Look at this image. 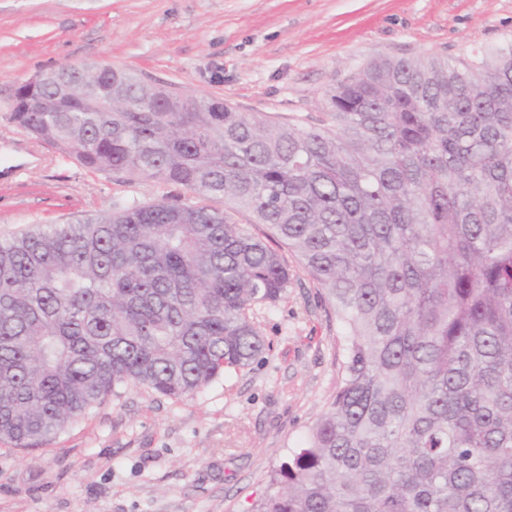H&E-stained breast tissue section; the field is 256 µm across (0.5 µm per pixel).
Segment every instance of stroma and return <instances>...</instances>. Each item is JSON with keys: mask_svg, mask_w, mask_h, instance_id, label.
<instances>
[{"mask_svg": "<svg viewBox=\"0 0 512 512\" xmlns=\"http://www.w3.org/2000/svg\"><path fill=\"white\" fill-rule=\"evenodd\" d=\"M512 35V0H0V239L177 186L90 171L10 122L16 88L109 63L237 111L314 124L327 90L377 56L468 58ZM256 313L248 367L176 401L118 389L37 448L0 440V512H248L339 381L343 338L297 260Z\"/></svg>", "mask_w": 512, "mask_h": 512, "instance_id": "obj_1", "label": "stroma"}]
</instances>
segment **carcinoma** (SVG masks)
Instances as JSON below:
<instances>
[{"label":"carcinoma","instance_id":"carcinoma-1","mask_svg":"<svg viewBox=\"0 0 512 512\" xmlns=\"http://www.w3.org/2000/svg\"><path fill=\"white\" fill-rule=\"evenodd\" d=\"M69 70V111L26 82L10 121L196 201L0 241L1 439L35 447L120 387L182 400L249 366L287 252L346 336L342 378L250 512H512V38L455 62L374 58L316 126ZM108 87L112 109L83 111Z\"/></svg>","mask_w":512,"mask_h":512}]
</instances>
